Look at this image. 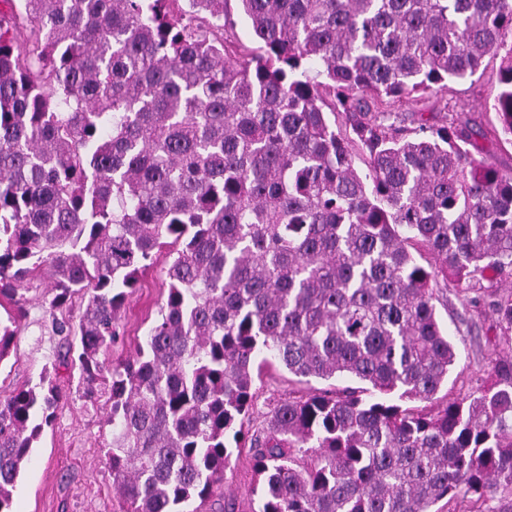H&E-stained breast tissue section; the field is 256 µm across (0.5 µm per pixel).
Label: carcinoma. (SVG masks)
<instances>
[{"label":"carcinoma","mask_w":512,"mask_h":512,"mask_svg":"<svg viewBox=\"0 0 512 512\" xmlns=\"http://www.w3.org/2000/svg\"><path fill=\"white\" fill-rule=\"evenodd\" d=\"M3 2L0 295L46 270L50 310L86 298L62 364L109 393L122 512H187L246 445L259 512H512V354L425 407L458 362L440 281L512 342V173L479 159L512 145V0H237L254 48L229 0ZM490 54L488 126L394 111ZM164 247L159 318L108 369ZM271 361L359 386L249 432ZM60 400L48 374L0 398V512Z\"/></svg>","instance_id":"cac0c4a2"}]
</instances>
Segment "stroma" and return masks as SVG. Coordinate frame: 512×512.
Segmentation results:
<instances>
[{"mask_svg":"<svg viewBox=\"0 0 512 512\" xmlns=\"http://www.w3.org/2000/svg\"><path fill=\"white\" fill-rule=\"evenodd\" d=\"M499 60L488 56L482 76L452 84L444 99L450 111L480 116L482 105L497 91ZM166 255L144 273L139 286L129 295L122 314L123 334L104 357L105 364L134 356L148 329L158 316L167 295L163 273ZM48 274L27 284L21 303L0 295V321H16V335L4 360L0 361V396L38 379L46 369L57 370L56 382L62 400L52 424L45 427L13 491V512H120V501L112 487V474L104 463V450L112 442V428L106 422L111 403L100 397L85 403L79 371L57 368V356L65 338L56 331L61 320L77 321L81 299H74L64 312H50L46 298ZM456 285L443 291L437 315L449 330H463L459 362L448 379L449 398H462L491 382V366L502 354L495 344L490 316L467 318ZM319 379L298 381L287 370L267 369L255 387L254 426H262L277 403L323 388ZM258 477L253 470L252 452L234 451L219 488L199 506L200 512H224L225 500H233L234 512H257L255 492Z\"/></svg>","mask_w":512,"mask_h":512,"instance_id":"35a3bbf8","label":"stroma"}]
</instances>
